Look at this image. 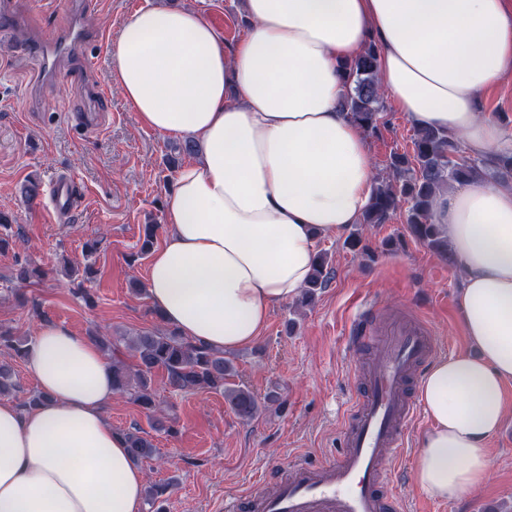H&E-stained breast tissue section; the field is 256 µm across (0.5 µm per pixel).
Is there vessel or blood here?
<instances>
[{"label": "vessel or blood", "instance_id": "1", "mask_svg": "<svg viewBox=\"0 0 512 512\" xmlns=\"http://www.w3.org/2000/svg\"><path fill=\"white\" fill-rule=\"evenodd\" d=\"M91 40L89 30L75 24L56 43H31L36 81L51 78L61 61ZM75 203L72 180L61 176L51 182L44 207L55 219H68ZM379 315L376 304L362 305L348 332L352 353L377 336L382 356L359 374L362 390L342 427L339 457L320 464L295 461L271 492L226 499L225 512H400L387 461L403 450L416 411L409 387L435 344L424 319L396 317L382 324Z\"/></svg>", "mask_w": 512, "mask_h": 512}]
</instances>
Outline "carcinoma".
<instances>
[{
    "label": "carcinoma",
    "mask_w": 512,
    "mask_h": 512,
    "mask_svg": "<svg viewBox=\"0 0 512 512\" xmlns=\"http://www.w3.org/2000/svg\"><path fill=\"white\" fill-rule=\"evenodd\" d=\"M379 54L370 45L358 58L344 65L347 94L342 108L362 129H377L381 112L378 84ZM388 180L375 187L362 214L364 224H382L402 205H408L407 223L410 232L433 251L448 253V240L434 223V205L440 191L453 183H466L487 176L504 184L512 182V151H501L478 160L461 155L460 142L434 128L416 130L413 155H394ZM16 279L27 283L42 276L39 265L26 260L16 261ZM331 279L327 254L317 255L302 300L314 288H323ZM92 340L112 358L113 386L118 394L149 413L156 411V390L153 372L162 369L168 385L181 392L215 391L243 420L254 419L262 403L248 389L229 383L235 368L224 352L208 348L180 335L176 330H157L130 338L125 347L133 352L136 364L130 366L121 358L120 342L102 336ZM29 343L0 328V349L14 358H24ZM123 437L132 457L141 461L152 457L154 447L148 434L135 427Z\"/></svg>",
    "instance_id": "cac0c4a2"
}]
</instances>
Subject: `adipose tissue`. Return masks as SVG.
<instances>
[{
    "mask_svg": "<svg viewBox=\"0 0 512 512\" xmlns=\"http://www.w3.org/2000/svg\"><path fill=\"white\" fill-rule=\"evenodd\" d=\"M233 49L198 11L145 7L110 47L109 76L141 126L196 139L165 197L168 231L147 291L165 323L216 350L253 343L307 283L319 238L357 223L373 160L339 103V64L379 48L383 92L418 128L472 155L512 149L479 110L512 75V0H243ZM464 279V333L479 357L435 361L420 381L431 422L416 482L436 498L481 485L512 381V187L474 181L436 199ZM25 365L44 400H0V512H141L145 473L106 418L112 365L61 323Z\"/></svg>",
    "mask_w": 512,
    "mask_h": 512,
    "instance_id": "adipose-tissue-1",
    "label": "adipose tissue"
}]
</instances>
